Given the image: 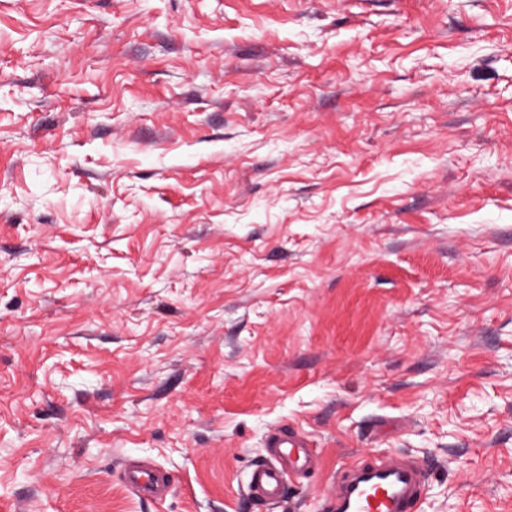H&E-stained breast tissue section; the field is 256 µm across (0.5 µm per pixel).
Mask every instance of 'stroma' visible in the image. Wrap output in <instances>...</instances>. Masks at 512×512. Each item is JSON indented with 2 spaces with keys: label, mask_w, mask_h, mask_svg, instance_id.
Segmentation results:
<instances>
[{
  "label": "stroma",
  "mask_w": 512,
  "mask_h": 512,
  "mask_svg": "<svg viewBox=\"0 0 512 512\" xmlns=\"http://www.w3.org/2000/svg\"><path fill=\"white\" fill-rule=\"evenodd\" d=\"M283 426L278 512H512V0H0V512H268ZM268 448L266 460L250 470L246 491L253 501L273 507L284 499L290 480L306 478L318 469L319 456L309 440L290 427L274 433ZM425 465L387 454L364 458L336 475L329 512H415L427 483ZM126 486L134 493H149L155 500L165 501L172 489V478L140 462H130L123 469Z\"/></svg>",
  "instance_id": "1"
}]
</instances>
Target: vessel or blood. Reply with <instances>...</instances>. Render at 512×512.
Returning <instances> with one entry per match:
<instances>
[{
	"label": "vessel or blood",
	"instance_id": "obj_1",
	"mask_svg": "<svg viewBox=\"0 0 512 512\" xmlns=\"http://www.w3.org/2000/svg\"><path fill=\"white\" fill-rule=\"evenodd\" d=\"M319 457L308 439L292 428H282L268 443V456L254 466L246 483L248 496L267 507L285 497L289 481L313 474ZM126 486L166 500L173 481L148 465L131 462L123 469ZM427 483L425 465L412 457L387 454L356 462L338 472L327 497L328 512H416Z\"/></svg>",
	"mask_w": 512,
	"mask_h": 512
}]
</instances>
